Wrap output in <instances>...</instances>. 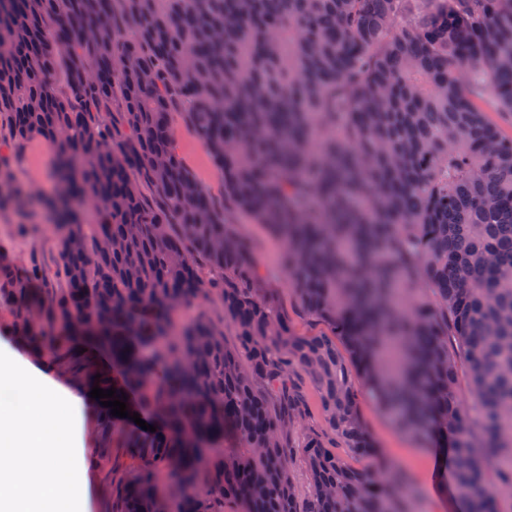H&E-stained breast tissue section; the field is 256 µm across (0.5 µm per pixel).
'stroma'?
<instances>
[{
  "label": "stroma",
  "mask_w": 512,
  "mask_h": 512,
  "mask_svg": "<svg viewBox=\"0 0 512 512\" xmlns=\"http://www.w3.org/2000/svg\"><path fill=\"white\" fill-rule=\"evenodd\" d=\"M173 130L184 165L212 194L222 196L224 179L181 114H174ZM55 163L56 154L49 142L35 138L18 149L12 167L21 181L50 196L56 190L55 183L48 180ZM224 221L235 225L252 245L265 286L276 297L293 328L301 334L324 332V324L301 312L296 305L289 277L278 266L282 242L273 237L265 225L254 223L232 208H225ZM35 251L41 254L48 267H55L58 261L57 234L49 214L40 208L25 213L0 211V254L21 265L27 263ZM355 389L361 417L377 448L392 466L407 471L416 482L419 490L414 504L416 512H462L460 502L450 490L447 455L400 432L376 406L363 382H356Z\"/></svg>",
  "instance_id": "1"
}]
</instances>
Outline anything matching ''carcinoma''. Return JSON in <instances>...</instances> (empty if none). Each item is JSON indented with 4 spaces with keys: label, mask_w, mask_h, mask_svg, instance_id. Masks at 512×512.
I'll return each instance as SVG.
<instances>
[{
    "label": "carcinoma",
    "mask_w": 512,
    "mask_h": 512,
    "mask_svg": "<svg viewBox=\"0 0 512 512\" xmlns=\"http://www.w3.org/2000/svg\"><path fill=\"white\" fill-rule=\"evenodd\" d=\"M176 110L224 199L282 240L301 306L334 336H301L277 312L247 241L181 163ZM491 111L512 116V0H0V209L51 214L64 282L53 292L38 260H0V319L47 368L116 389L158 426L130 428L96 400L90 462L114 448L135 460L103 489L108 512H410L416 491L362 422L350 362L401 430L450 449L465 512H503L512 134ZM34 136L56 148L51 201L3 153ZM87 203L105 214L90 236ZM199 255L223 278L203 280ZM211 298L224 327L175 322ZM296 370L372 465L304 426Z\"/></svg>",
    "instance_id": "1"
}]
</instances>
